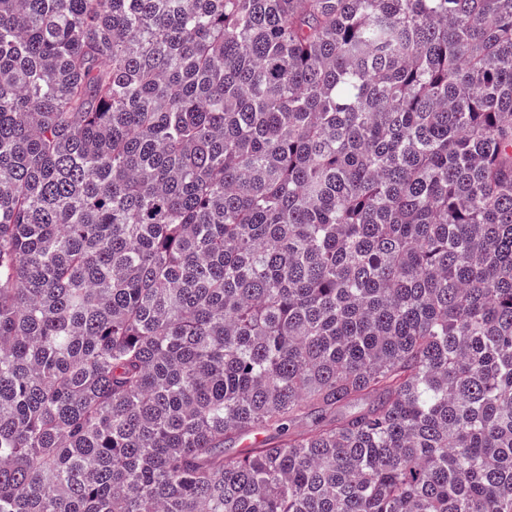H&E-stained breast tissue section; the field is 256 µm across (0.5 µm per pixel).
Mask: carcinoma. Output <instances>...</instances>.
<instances>
[{
	"label": "carcinoma",
	"mask_w": 512,
	"mask_h": 512,
	"mask_svg": "<svg viewBox=\"0 0 512 512\" xmlns=\"http://www.w3.org/2000/svg\"><path fill=\"white\" fill-rule=\"evenodd\" d=\"M0 512H512V0H0Z\"/></svg>",
	"instance_id": "carcinoma-1"
}]
</instances>
